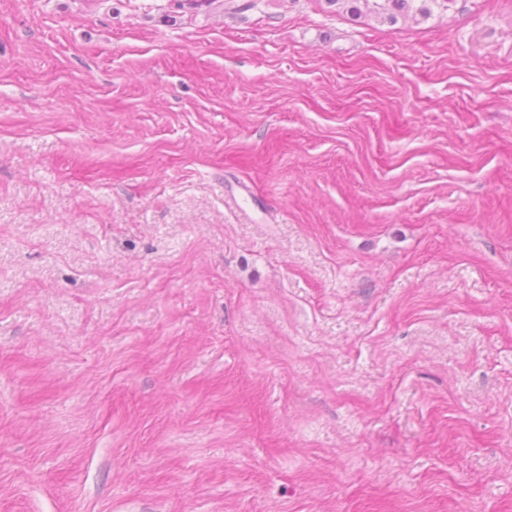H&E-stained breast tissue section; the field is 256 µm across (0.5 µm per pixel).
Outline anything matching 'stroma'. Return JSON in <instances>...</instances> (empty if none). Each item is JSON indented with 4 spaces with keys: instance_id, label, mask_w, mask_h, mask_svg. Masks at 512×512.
<instances>
[{
    "instance_id": "stroma-1",
    "label": "stroma",
    "mask_w": 512,
    "mask_h": 512,
    "mask_svg": "<svg viewBox=\"0 0 512 512\" xmlns=\"http://www.w3.org/2000/svg\"><path fill=\"white\" fill-rule=\"evenodd\" d=\"M0 512H512V0H0ZM324 2L331 11L336 13L342 9L352 16L364 15L395 23L398 16L409 17L411 14L425 18L431 16L432 4L449 11L455 6L457 0H324Z\"/></svg>"
}]
</instances>
